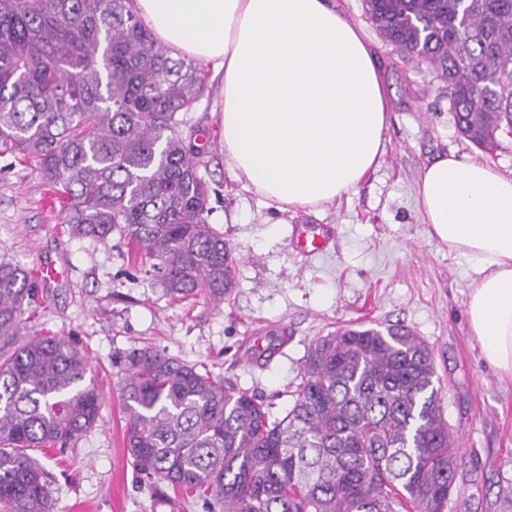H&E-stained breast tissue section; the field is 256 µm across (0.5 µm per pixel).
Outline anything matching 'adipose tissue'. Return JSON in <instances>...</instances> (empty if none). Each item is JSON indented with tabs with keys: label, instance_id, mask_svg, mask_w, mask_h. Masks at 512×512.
Returning <instances> with one entry per match:
<instances>
[{
	"label": "adipose tissue",
	"instance_id": "1",
	"mask_svg": "<svg viewBox=\"0 0 512 512\" xmlns=\"http://www.w3.org/2000/svg\"><path fill=\"white\" fill-rule=\"evenodd\" d=\"M172 57L220 76L232 176L281 211L353 192L384 149L389 100L376 57L336 0H135ZM415 201L430 236L474 261L467 319L484 357L512 375V176L445 154Z\"/></svg>",
	"mask_w": 512,
	"mask_h": 512
}]
</instances>
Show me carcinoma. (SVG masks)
Masks as SVG:
<instances>
[{
	"label": "carcinoma",
	"mask_w": 512,
	"mask_h": 512,
	"mask_svg": "<svg viewBox=\"0 0 512 512\" xmlns=\"http://www.w3.org/2000/svg\"><path fill=\"white\" fill-rule=\"evenodd\" d=\"M135 0H0V157L33 162L65 196L74 238L132 246L170 296L219 304L236 257L208 219L204 144L188 114L204 68L174 59ZM382 39L448 88L477 148L512 135V0H365ZM36 270L0 260V508L54 512L29 454L91 429L104 397L72 342L28 336ZM429 346L404 327L341 328L310 346L282 417L152 347L126 354L125 444L142 474L224 512H445L458 448Z\"/></svg>",
	"instance_id": "obj_1"
}]
</instances>
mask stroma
<instances>
[{"label":"stroma","mask_w":512,"mask_h":512,"mask_svg":"<svg viewBox=\"0 0 512 512\" xmlns=\"http://www.w3.org/2000/svg\"><path fill=\"white\" fill-rule=\"evenodd\" d=\"M336 5L375 51L391 94L384 152L354 193L319 210L277 211L228 170L219 83L209 82L189 115L207 145L209 221L237 257L234 288L221 304L204 294L166 295L128 265L119 233L105 242L69 238L63 204L46 195L37 167L16 162L0 169V260L49 271L34 283L28 329L82 348L105 397L95 427L39 455L54 512H219L133 467L118 386L127 352L151 346L205 366L282 417L311 342L359 324L408 328L433 351L443 415L460 446L447 512H503L499 487L512 483V378L486 362L468 324L478 266L429 236L415 187L421 168L447 152L511 176L512 138L491 154L475 150L458 133L436 73L381 39L364 0ZM300 224L334 234L322 250L307 253L295 243ZM269 325L287 330L288 342L269 363L252 362L256 334Z\"/></svg>","instance_id":"obj_1"}]
</instances>
